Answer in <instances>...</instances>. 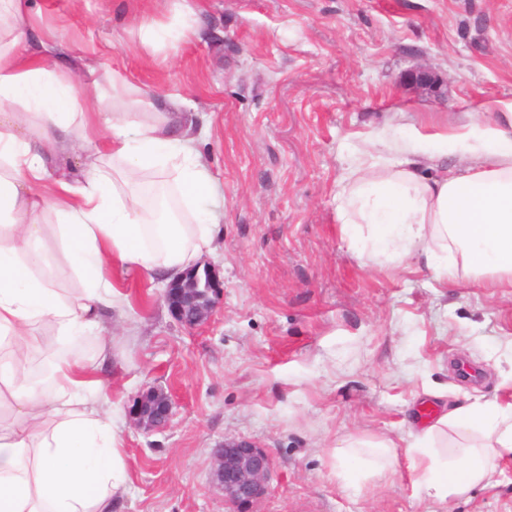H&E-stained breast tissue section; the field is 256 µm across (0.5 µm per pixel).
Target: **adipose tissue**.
Returning <instances> with one entry per match:
<instances>
[{
	"label": "adipose tissue",
	"mask_w": 512,
	"mask_h": 512,
	"mask_svg": "<svg viewBox=\"0 0 512 512\" xmlns=\"http://www.w3.org/2000/svg\"><path fill=\"white\" fill-rule=\"evenodd\" d=\"M31 5L0 0V512H113L126 468L101 372L111 349L101 346L92 370L67 347L122 311L118 273L166 284L215 250L220 216L198 203L221 187L180 100L138 112L120 75L108 95L97 80L73 78L64 36L28 23ZM386 147L385 157L352 158L336 192L348 250L375 261L421 258L444 285L460 266L477 285L512 288V104L458 139ZM73 150L86 155L79 178L48 179L51 160ZM153 169L175 172L193 223L146 218L137 188ZM53 257L78 293L45 274ZM43 323L54 338L32 335ZM39 347L58 352L47 390L25 366ZM451 425L477 431L482 444L442 455L433 438ZM402 456L414 486L439 503L496 484L500 462L512 459V402L451 407L401 456L389 440L336 448L353 489L367 476L390 477Z\"/></svg>",
	"instance_id": "ef3b65f1"
}]
</instances>
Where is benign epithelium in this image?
<instances>
[{
    "instance_id": "obj_1",
    "label": "benign epithelium",
    "mask_w": 512,
    "mask_h": 512,
    "mask_svg": "<svg viewBox=\"0 0 512 512\" xmlns=\"http://www.w3.org/2000/svg\"><path fill=\"white\" fill-rule=\"evenodd\" d=\"M222 288L210 268H193L171 281L164 300L177 322L188 330L205 324L221 302ZM137 426L165 429L172 416V399L162 389L145 388L130 409ZM272 463L265 449L247 439H226L216 449L213 478L234 512L249 506L265 493Z\"/></svg>"
}]
</instances>
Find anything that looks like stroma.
I'll return each mask as SVG.
<instances>
[{
	"label": "stroma",
	"mask_w": 512,
	"mask_h": 512,
	"mask_svg": "<svg viewBox=\"0 0 512 512\" xmlns=\"http://www.w3.org/2000/svg\"><path fill=\"white\" fill-rule=\"evenodd\" d=\"M34 24L64 33L72 72L104 93L120 73L144 102L184 100L224 189L204 208L224 234L204 263L219 307L189 331L163 286L123 278L129 304L108 343L127 481L114 512H231L214 450L244 438L272 461L251 512H512V461L498 485L438 504L407 468L360 491L337 476L347 438L406 447L427 409L512 401V298L448 288L412 259L376 264L341 239L333 197L347 159L389 128L463 135L512 102V0H203L176 46L146 50L137 20L179 26L172 0H35ZM428 70L423 88L410 75ZM172 394L162 431L137 428L139 392Z\"/></svg>",
	"instance_id": "obj_1"
}]
</instances>
